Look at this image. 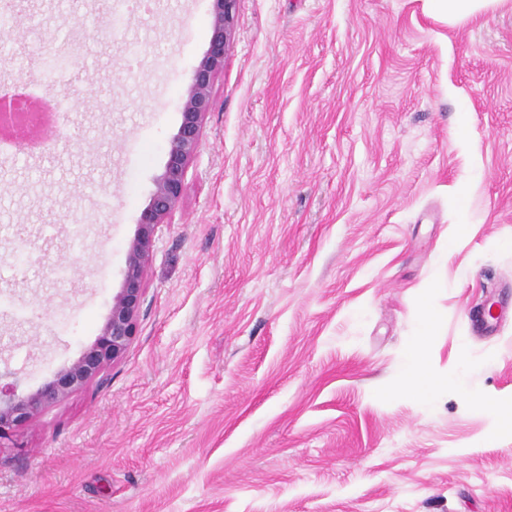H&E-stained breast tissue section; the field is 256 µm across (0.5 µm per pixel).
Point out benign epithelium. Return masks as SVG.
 Wrapping results in <instances>:
<instances>
[{"mask_svg": "<svg viewBox=\"0 0 512 512\" xmlns=\"http://www.w3.org/2000/svg\"><path fill=\"white\" fill-rule=\"evenodd\" d=\"M237 0H212L211 37L203 57L191 68L180 99L181 123L171 140L163 172L155 179L148 205L141 211L138 229L127 247L120 290L112 296L110 314L97 342L56 378L37 392L21 395L20 379L0 373V436L6 430L34 421L48 407L73 391L107 381L108 367L128 350L137 333L145 298V277L153 243L160 226L168 223L177 209L190 164L198 154L205 116L211 111L212 88L224 70L232 42ZM22 95L0 96V124L15 120L16 103Z\"/></svg>", "mask_w": 512, "mask_h": 512, "instance_id": "7a95c632", "label": "benign epithelium"}]
</instances>
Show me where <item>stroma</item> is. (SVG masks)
<instances>
[{"mask_svg":"<svg viewBox=\"0 0 512 512\" xmlns=\"http://www.w3.org/2000/svg\"><path fill=\"white\" fill-rule=\"evenodd\" d=\"M107 5L10 0L0 32V83L83 88L61 148L0 152V370L25 395L96 342L209 44L211 0H152L49 68L47 35ZM213 98L133 343L0 437V512H512L484 409L512 408V315L470 321L512 298V11L237 0ZM426 303L421 401L392 388Z\"/></svg>","mask_w":512,"mask_h":512,"instance_id":"stroma-1","label":"stroma"}]
</instances>
